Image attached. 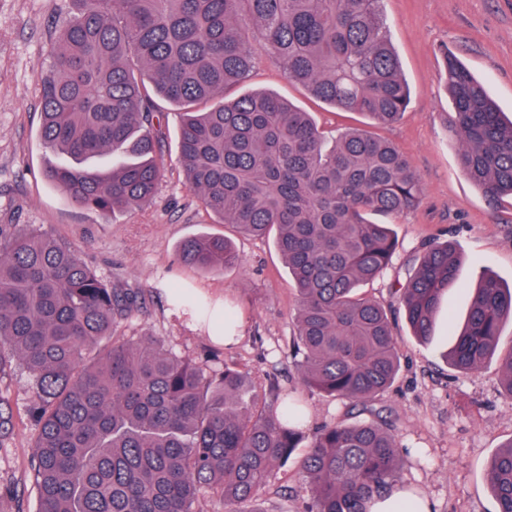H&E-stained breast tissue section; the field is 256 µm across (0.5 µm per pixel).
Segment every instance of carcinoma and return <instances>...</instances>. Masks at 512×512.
I'll return each instance as SVG.
<instances>
[{"instance_id": "carcinoma-1", "label": "carcinoma", "mask_w": 512, "mask_h": 512, "mask_svg": "<svg viewBox=\"0 0 512 512\" xmlns=\"http://www.w3.org/2000/svg\"><path fill=\"white\" fill-rule=\"evenodd\" d=\"M378 2L74 0L77 15L41 85V139L63 157L46 177L69 202L105 216L152 202L163 142L157 94L180 108V161L205 210L243 235H274L297 286L301 383L367 415L311 436L299 461L305 512H369L395 487L403 457L374 407L400 369L394 311L361 286L398 248L389 225L371 217L414 208L422 185L393 143L349 128L327 149L310 113L274 95L199 106L247 76L254 28L288 81L375 125L396 122L410 89ZM445 69L459 165L489 201L512 197V121L448 52ZM107 155L116 162L87 164ZM180 258L207 271L240 263L223 235L185 241ZM460 266L452 244L432 245L396 290L413 336H434ZM141 300L110 286L70 243L34 224H0V374L19 366L30 378L39 512H192L207 491L229 512H265L262 490L304 438L301 404L278 394L249 402L251 381L236 366L208 374L158 338L116 335ZM506 320L512 288L486 275L449 364L477 371ZM501 372L512 396V350ZM13 428L0 392V442ZM486 479L497 512H512V440Z\"/></svg>"}]
</instances>
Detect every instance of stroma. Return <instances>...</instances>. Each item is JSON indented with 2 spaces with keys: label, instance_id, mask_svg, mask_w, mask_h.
<instances>
[{
  "label": "stroma",
  "instance_id": "stroma-1",
  "mask_svg": "<svg viewBox=\"0 0 512 512\" xmlns=\"http://www.w3.org/2000/svg\"><path fill=\"white\" fill-rule=\"evenodd\" d=\"M388 36L411 90L410 104L379 136L408 156L423 194L416 208L394 218L399 247L370 297L392 302L393 291L417 266L426 248L450 242L462 260L459 285L442 299L433 342H419L403 315L394 334L401 354L397 378L380 400L402 446L408 447L398 482L429 499L432 512H497L486 468L512 438V396L503 392L499 358L471 374L443 358L448 330L465 320L482 274L512 287V198L490 205L458 164L456 114L446 88L445 52H453L481 80L512 120V0H380ZM72 0H0V224H34L71 243L82 261L116 288H131L144 302L125 320L124 336H155L204 370L236 363L249 372L260 396L295 392L307 411V432L356 416L354 404L302 387L289 349L297 296L273 238L239 235L208 214L186 185L179 162L180 116L167 101L162 126L163 172L153 201L111 216L75 205L45 176L52 153L40 138V85L49 47L72 20ZM254 66L237 93L267 91L311 112L326 139L348 127L364 128L365 116L313 99L289 82L251 35ZM201 234L232 240L240 265L202 272L181 265L178 247ZM200 298L232 312L239 341L211 339L207 319L178 306L176 298ZM0 392L15 404V429L0 444V486L16 491L9 507L38 512L31 461L37 428L26 415L29 377L13 369L0 375ZM263 500L268 512H304L308 494L296 458L270 477Z\"/></svg>",
  "mask_w": 512,
  "mask_h": 512
}]
</instances>
